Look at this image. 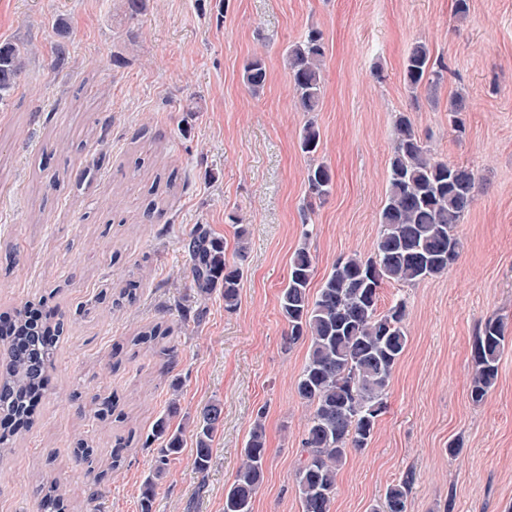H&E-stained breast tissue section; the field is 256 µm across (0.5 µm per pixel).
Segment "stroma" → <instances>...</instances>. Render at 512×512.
I'll use <instances>...</instances> for the list:
<instances>
[{"mask_svg":"<svg viewBox=\"0 0 512 512\" xmlns=\"http://www.w3.org/2000/svg\"><path fill=\"white\" fill-rule=\"evenodd\" d=\"M469 3L460 21L455 0H147L134 25L123 0H0V43L30 48L0 107V317L34 300L65 323L39 422L0 461V512H37L42 477L64 482L78 512L96 489L100 512H140L156 455L144 441L162 416L183 448L157 482L152 512H224L258 418L267 458L254 512H299L295 467L309 409L295 382L307 345L287 344L278 297L298 249L314 259L315 288L339 257L372 254L398 112L439 157L477 173V193L447 274L381 291L384 308L405 296L408 344L371 442L338 473L331 510L370 512L410 472L408 512H448V503L449 512H512V0ZM58 18L69 24L60 72L51 68ZM311 27L326 57L309 114L283 56ZM417 42L450 73L413 97L403 62ZM256 53L268 79L254 95L242 69ZM458 91L461 135L448 121ZM310 119L322 141L313 157L299 146ZM98 122L108 127L101 141L87 135ZM318 161L334 185L311 202L307 172ZM154 197L164 212L150 222L143 212ZM235 216L248 230L243 251ZM199 224L243 270L235 311L217 290L197 300L184 243ZM130 281L131 305L120 295ZM492 316L506 324L505 349L495 386L476 403L472 341ZM157 322L172 329L174 360L127 345ZM115 349L122 365L110 372ZM95 393L116 396L135 430L123 465L96 487L73 457L81 436L96 437L102 456L112 450L90 413ZM211 402L223 418L201 474L193 430Z\"/></svg>","mask_w":512,"mask_h":512,"instance_id":"1","label":"stroma"}]
</instances>
